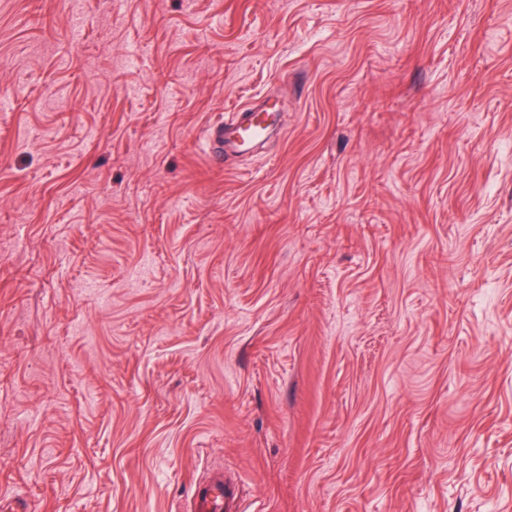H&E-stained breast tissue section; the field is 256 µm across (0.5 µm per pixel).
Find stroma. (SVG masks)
Instances as JSON below:
<instances>
[{"mask_svg": "<svg viewBox=\"0 0 512 512\" xmlns=\"http://www.w3.org/2000/svg\"><path fill=\"white\" fill-rule=\"evenodd\" d=\"M216 469L512 512V0H0V501ZM276 103L263 113L242 112L229 123L216 122L207 128V136L213 146V158L224 160L225 151L244 146L263 136L265 129L276 124L279 115ZM225 136V137H224Z\"/></svg>", "mask_w": 512, "mask_h": 512, "instance_id": "stroma-1", "label": "stroma"}]
</instances>
